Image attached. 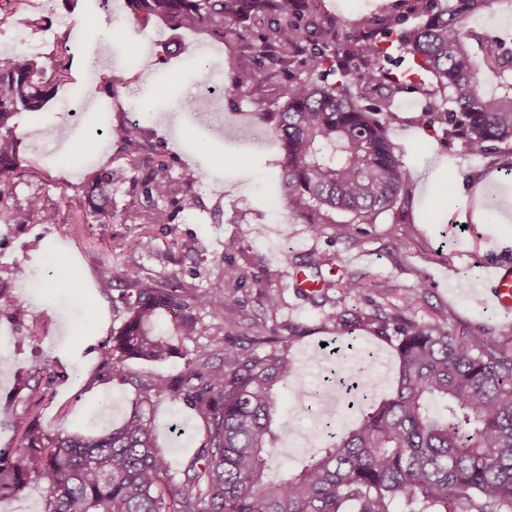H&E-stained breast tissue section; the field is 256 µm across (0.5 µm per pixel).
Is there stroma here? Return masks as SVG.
Instances as JSON below:
<instances>
[{
	"mask_svg": "<svg viewBox=\"0 0 512 512\" xmlns=\"http://www.w3.org/2000/svg\"><path fill=\"white\" fill-rule=\"evenodd\" d=\"M205 56L209 68L198 73L187 67L185 50ZM155 59L156 70L146 76L129 64L132 52ZM60 53L70 64L92 56L90 69L73 73L71 85L59 88L43 112L18 113L19 154L26 174L19 196L40 193L48 204L65 208L67 197L81 192L87 165L78 162L83 151L93 161L120 166L125 162L119 138L110 127L141 120L151 140L162 143L173 161L174 194L182 196L186 182L206 184L193 209L174 212L168 224L141 228L136 224H1L0 272L19 264L69 269L76 281L65 288L14 282L12 291L30 318L17 324L0 315V408L13 417L0 419V452L11 454L20 440L19 426L34 420L47 433H100L117 427L140 396L133 377L160 373L181 378L186 357L160 364L126 361L123 378L102 367L99 348L120 319L112 311V288L102 286L97 271L128 266L157 279L169 277L194 288L195 312L218 328L217 336L187 341L188 351L216 352L225 337H238L262 312L258 283L279 293L282 308L274 322L278 335L300 328L301 338L291 356L301 366L299 376L279 390L282 423L288 431L278 442L277 462L289 469L307 451L314 425L303 411L305 401L323 394L325 361L316 357L319 343H354L356 352L337 359L339 373L361 370L375 378L378 391L389 394L397 377L392 348L361 327L347 338L337 337L322 318L323 307H336L346 318L387 304L421 321L447 322L459 336L512 337V318L496 314L487 302L473 303L491 267H512V221L499 224L487 216L499 207L512 218V188L504 177L500 154L476 157L462 141L448 138L440 126H422L426 100L419 93H400L396 116L387 131L399 146L410 173L397 204L372 223L352 222L342 213L318 214L279 199L275 179L281 150L272 135L270 113L279 111L283 89L270 87L266 96L221 95L214 105L196 108L204 84L225 87L232 81L228 59L236 49L203 33L173 31L164 24L141 26L129 15L125 0H112L104 13L98 0H56L52 25L33 30L18 22L0 29V54ZM122 82L106 91L104 74ZM89 102L79 118L62 106L71 94ZM224 157L214 165L213 155ZM465 186L471 198L460 205L453 192ZM323 231L312 236L310 223ZM236 237L242 252L225 255L224 240ZM136 248H128L130 240ZM291 250V266L281 263L282 250ZM334 260L328 277L336 283L324 306L298 300L291 286L293 271L308 257ZM242 268L248 280L223 315L214 316L209 298L219 286L224 265ZM361 289L351 293L348 281ZM43 370L45 399L32 407L25 380ZM308 400H300L299 388ZM159 451L169 460L172 474H181L206 437L204 422L182 399L160 397L151 406Z\"/></svg>",
	"mask_w": 512,
	"mask_h": 512,
	"instance_id": "35a3bbf8",
	"label": "stroma"
}]
</instances>
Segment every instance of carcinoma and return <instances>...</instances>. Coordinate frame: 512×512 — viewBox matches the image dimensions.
<instances>
[{
	"label": "carcinoma",
	"mask_w": 512,
	"mask_h": 512,
	"mask_svg": "<svg viewBox=\"0 0 512 512\" xmlns=\"http://www.w3.org/2000/svg\"><path fill=\"white\" fill-rule=\"evenodd\" d=\"M491 0H394L391 10L358 25L337 42L336 18L324 0H126L133 19L159 21L173 30L203 31L236 43L247 75L228 92L253 99L282 85L285 100L273 134L280 143L276 192L315 212L350 214L372 221L397 202L409 181L397 146L378 115H392L397 94L412 88L425 96V120L444 127L471 154L507 153L512 174V48L466 19ZM415 23H409V19ZM32 26L29 0H0V26ZM397 46L410 58L402 73L382 61ZM485 58L487 69L474 65ZM301 76L294 78V69ZM70 82L69 65L55 56L20 53L0 57V222L58 224L57 209L42 196L21 199L23 176L13 119L38 113ZM378 105H364L365 92ZM124 166L90 171L82 194L68 206L96 224H110L112 187L142 185L144 209L127 210L124 224H168L159 202L191 208V189L170 199L172 164L136 122L120 126ZM326 258L307 267L322 283L310 298L326 297L335 283L322 275ZM223 288L212 296L220 314L246 277L224 267ZM119 327L100 351L101 364L120 375L127 359L158 362L183 354L193 336H215L194 313L195 291L145 276L138 267L119 275ZM263 312L277 318L278 294L258 284ZM23 306L0 281V313L21 319ZM174 313L173 334L156 331L161 315ZM398 358L392 393L353 427L333 426L322 450L295 471L274 466L272 428L276 386L299 375L290 356L294 332L278 336L266 323L249 331V344L224 343L219 362L190 360L177 382L160 375L135 380L140 405L123 424L99 434L50 436L29 425L20 448L0 453V499L17 496L37 479L45 512H512V347L486 336H456L445 322H418L379 306L356 315ZM349 390L367 401L377 395L365 375ZM184 396L205 422L207 438L181 479L170 473L155 446L146 406L161 396Z\"/></svg>",
	"instance_id": "obj_1"
}]
</instances>
